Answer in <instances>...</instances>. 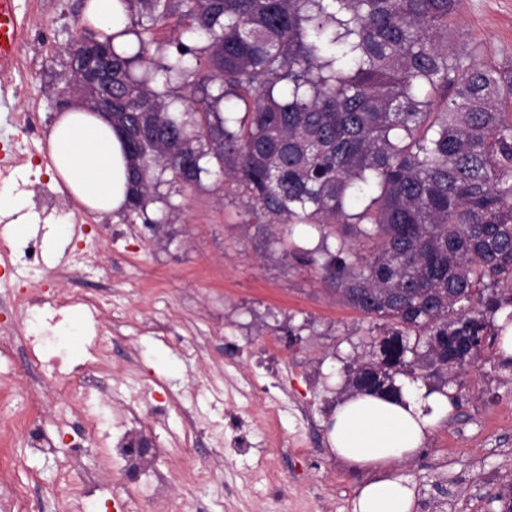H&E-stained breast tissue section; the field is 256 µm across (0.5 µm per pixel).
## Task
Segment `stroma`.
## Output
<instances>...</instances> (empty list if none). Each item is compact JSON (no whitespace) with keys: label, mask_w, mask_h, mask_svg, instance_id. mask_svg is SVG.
<instances>
[{"label":"stroma","mask_w":512,"mask_h":512,"mask_svg":"<svg viewBox=\"0 0 512 512\" xmlns=\"http://www.w3.org/2000/svg\"><path fill=\"white\" fill-rule=\"evenodd\" d=\"M85 2L19 0L25 41L37 49L22 99L36 104V125L17 126V101L0 99V155L15 161L0 191L21 195L34 224L41 221L34 193L53 184L34 173L48 162L47 132L58 113L45 90L58 81L63 49L87 32ZM46 14L52 25L43 23ZM459 23L460 47L480 42L483 58L512 66V0H461ZM156 193L147 214L163 220L160 233L123 213L80 205L63 216L70 232L62 249L47 251L37 233L11 251L16 267L0 281V296L37 287L47 302L35 322L0 307V328L17 333L0 355V414L25 412L41 395V430L55 450L33 455L23 437L0 434V512H9L17 488L27 512H69L60 490L71 449L79 448L85 470H100L122 432L123 398L146 393L174 401L149 435L168 450L158 467L170 472L172 494L186 512H282L269 483L256 476L269 452L292 489V512H353L371 474L330 451L326 421L348 395V368L380 341L378 324L342 302L317 267L292 259V252L321 243L308 226L250 223L235 187L211 176ZM29 246L40 263L24 262ZM70 261L79 277L51 278ZM90 299L99 301L102 317L87 307ZM49 321L65 341L63 370L91 361L92 342L106 352L99 374L105 388L90 396L101 414L93 442H81L67 426L76 409L51 386L43 367L50 353L32 355L23 342ZM142 322L152 331H138ZM450 390L455 402L447 419L398 467L416 486L414 512H500L494 496L512 483V365L483 356ZM188 462L208 465L212 477L182 483L179 471Z\"/></svg>","instance_id":"1"}]
</instances>
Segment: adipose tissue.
<instances>
[{"mask_svg":"<svg viewBox=\"0 0 512 512\" xmlns=\"http://www.w3.org/2000/svg\"><path fill=\"white\" fill-rule=\"evenodd\" d=\"M85 21L97 33L125 31L127 17L118 0H87ZM47 169L88 209L109 213L127 199V159L107 120L86 104L63 112L47 137ZM451 409L449 397L419 383H404L400 395L358 394L340 402L328 422V441L337 458L371 469L354 501V512H413L415 493L396 473L397 464L419 452Z\"/></svg>","mask_w":512,"mask_h":512,"instance_id":"adipose-tissue-1","label":"adipose tissue"}]
</instances>
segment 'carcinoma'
I'll list each match as a JSON object with an SVG mask.
<instances>
[{"mask_svg":"<svg viewBox=\"0 0 512 512\" xmlns=\"http://www.w3.org/2000/svg\"><path fill=\"white\" fill-rule=\"evenodd\" d=\"M136 41L112 48V126L130 134L125 216L164 184L231 181L258 224H308L316 265L344 302L382 322L353 392L452 383L496 345L512 305V68L458 50L459 0H120ZM189 20L149 57L161 19ZM89 34L65 85L88 92ZM195 78L179 108L172 84ZM245 106L241 120L228 114ZM335 238V247L328 244Z\"/></svg>","mask_w":512,"mask_h":512,"instance_id":"carcinoma-1","label":"carcinoma"}]
</instances>
